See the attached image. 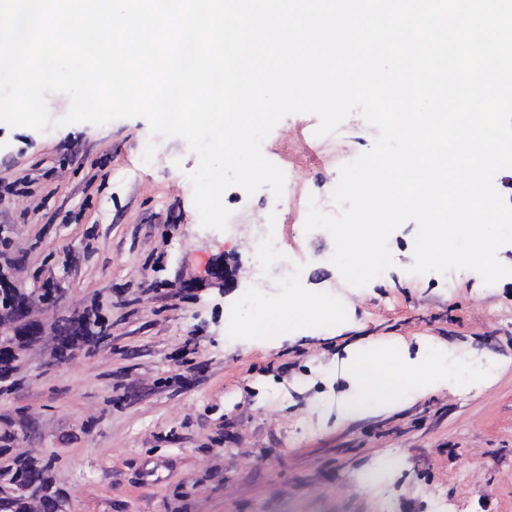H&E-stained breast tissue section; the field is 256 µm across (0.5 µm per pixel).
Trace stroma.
<instances>
[{
    "instance_id": "obj_1",
    "label": "stroma",
    "mask_w": 512,
    "mask_h": 512,
    "mask_svg": "<svg viewBox=\"0 0 512 512\" xmlns=\"http://www.w3.org/2000/svg\"><path fill=\"white\" fill-rule=\"evenodd\" d=\"M311 114L281 120L265 156L298 193L339 179V163L305 137ZM156 141L152 160L144 155ZM179 138L152 139L142 118L38 132L0 125V282L32 298L33 319L78 312L104 335L58 363L46 333L0 378V493L33 472L30 512H512V276L414 275L415 222L388 239L394 265L360 288L332 263L329 232L282 212L288 254L307 275L253 273L252 243L273 194L228 188L225 230L202 227ZM231 264L238 286L213 277ZM61 289L52 313L41 288ZM296 293L335 296L340 325L274 338L247 317ZM237 314L228 329L227 311ZM373 343L405 364L447 359L448 377L394 405L346 416L352 365ZM407 459L393 493L361 476L392 453Z\"/></svg>"
}]
</instances>
